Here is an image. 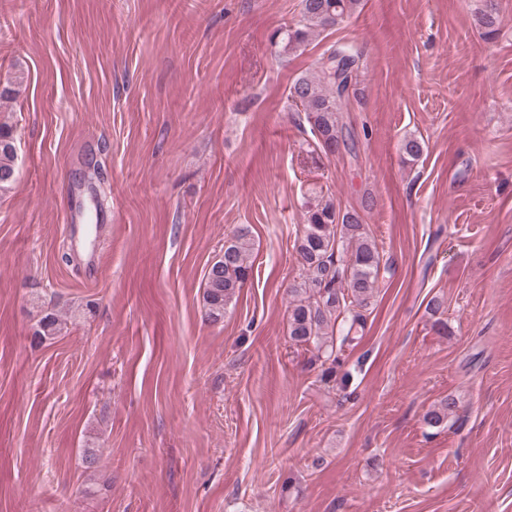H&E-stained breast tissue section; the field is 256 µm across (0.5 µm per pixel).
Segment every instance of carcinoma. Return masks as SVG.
<instances>
[{"label": "carcinoma", "mask_w": 512, "mask_h": 512, "mask_svg": "<svg viewBox=\"0 0 512 512\" xmlns=\"http://www.w3.org/2000/svg\"><path fill=\"white\" fill-rule=\"evenodd\" d=\"M358 0H301V20L277 31L281 51H293L350 16ZM475 24L484 35L498 34L496 0H485L475 14ZM363 68V51L353 45L333 44L316 69L296 78L288 88V101L295 112L304 113L314 137V145L328 157L340 150L353 153L354 132L343 121V104L357 93ZM16 147L13 129L0 124V191L16 180ZM250 231L240 227L224 242V255L206 274L204 304L207 318L218 323L226 307L247 283L252 272ZM296 251L303 268V281L293 289L297 299L289 305V336L299 346H314L336 367L334 344L350 340L353 330L366 320L382 267L381 256L362 224L357 210L336 208L332 197L322 198L307 211ZM57 313H47L38 322L33 340L42 343L63 330ZM458 410V402L448 397L423 415L426 425L442 424Z\"/></svg>", "instance_id": "1"}]
</instances>
